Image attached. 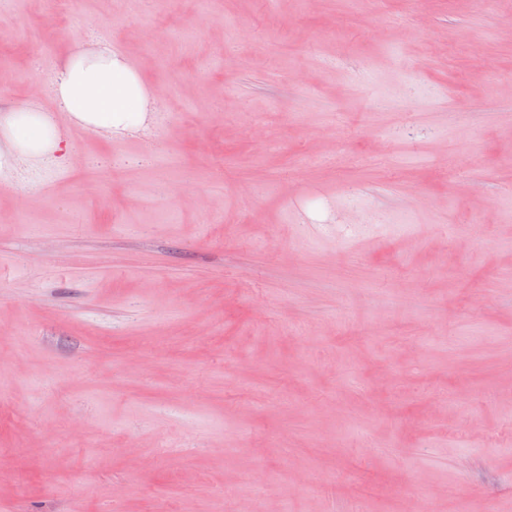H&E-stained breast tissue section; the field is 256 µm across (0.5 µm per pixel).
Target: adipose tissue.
Masks as SVG:
<instances>
[{"instance_id": "1", "label": "adipose tissue", "mask_w": 512, "mask_h": 512, "mask_svg": "<svg viewBox=\"0 0 512 512\" xmlns=\"http://www.w3.org/2000/svg\"><path fill=\"white\" fill-rule=\"evenodd\" d=\"M46 91L72 123L107 137L139 130L156 107L137 66L109 46H83L70 54ZM72 152L53 118L34 102L0 109V182L24 184L32 169L63 164Z\"/></svg>"}]
</instances>
